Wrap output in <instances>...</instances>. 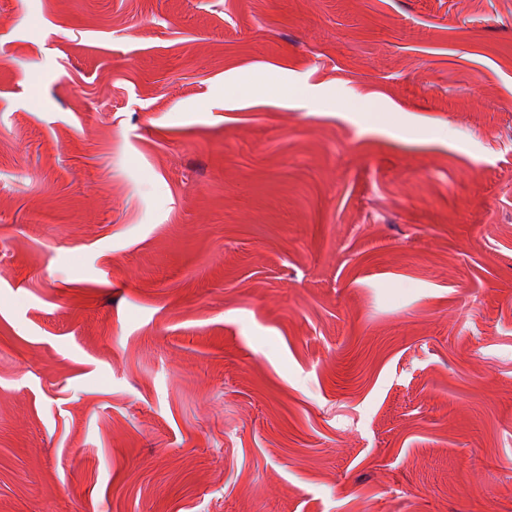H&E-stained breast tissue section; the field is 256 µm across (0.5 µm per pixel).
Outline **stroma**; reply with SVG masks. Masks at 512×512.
Segmentation results:
<instances>
[{
	"label": "stroma",
	"instance_id": "obj_1",
	"mask_svg": "<svg viewBox=\"0 0 512 512\" xmlns=\"http://www.w3.org/2000/svg\"><path fill=\"white\" fill-rule=\"evenodd\" d=\"M0 512H512V0H0Z\"/></svg>",
	"mask_w": 512,
	"mask_h": 512
}]
</instances>
